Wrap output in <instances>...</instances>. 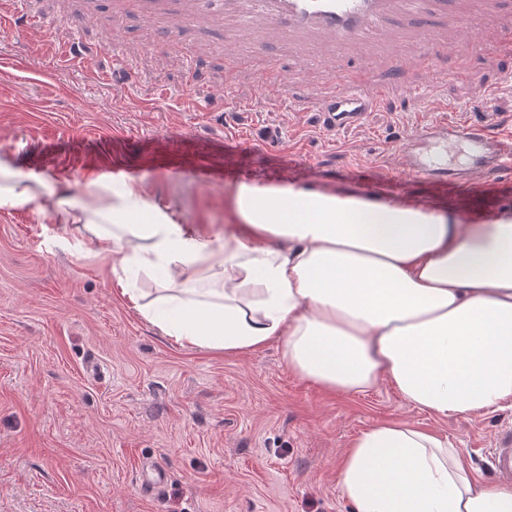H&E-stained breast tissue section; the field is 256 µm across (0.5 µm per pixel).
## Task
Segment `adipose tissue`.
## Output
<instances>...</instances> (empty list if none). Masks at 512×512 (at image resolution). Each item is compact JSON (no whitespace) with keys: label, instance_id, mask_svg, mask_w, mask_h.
<instances>
[{"label":"adipose tissue","instance_id":"ef3b65f1","mask_svg":"<svg viewBox=\"0 0 512 512\" xmlns=\"http://www.w3.org/2000/svg\"><path fill=\"white\" fill-rule=\"evenodd\" d=\"M34 202L84 223L123 270H164L153 293L125 294L182 347L274 342L328 392L384 380L439 419L512 404V218L460 224L445 207L250 182L230 193L236 229L216 244L141 185L76 201L0 158V209ZM337 482L354 512H512V485L480 484L460 449L402 422L355 437Z\"/></svg>","mask_w":512,"mask_h":512}]
</instances>
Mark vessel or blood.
Instances as JSON below:
<instances>
[{
  "instance_id": "1",
  "label": "vessel or blood",
  "mask_w": 512,
  "mask_h": 512,
  "mask_svg": "<svg viewBox=\"0 0 512 512\" xmlns=\"http://www.w3.org/2000/svg\"><path fill=\"white\" fill-rule=\"evenodd\" d=\"M124 11L139 13L151 21L180 25L185 15L181 0H120ZM453 0H193L195 20L237 12L242 23L261 17L286 21L293 34L308 37L323 34L332 37L336 59H343L349 46L371 40L387 26L394 15L419 16L429 12L447 13ZM0 18L22 19L32 29L42 28L45 18L34 0H0ZM381 94L371 87L368 67L337 68L336 83L321 99L323 121L341 127L359 121ZM465 144L468 165H448V147ZM408 165L414 174L447 185L461 176L489 170L512 168V149H505L488 124L464 119L454 123L430 122L415 126L402 144ZM491 463L499 478L512 480V427H502L491 450Z\"/></svg>"
}]
</instances>
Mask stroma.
<instances>
[{
  "label": "stroma",
  "mask_w": 512,
  "mask_h": 512,
  "mask_svg": "<svg viewBox=\"0 0 512 512\" xmlns=\"http://www.w3.org/2000/svg\"><path fill=\"white\" fill-rule=\"evenodd\" d=\"M495 22L462 36L455 18L396 17L341 64L330 40L298 47L284 24L240 26L228 13L167 29L121 12L116 0H40L51 22L33 31L0 25V156L83 197L99 180L140 184L178 223L204 234L230 230L227 203L241 182L296 183L339 194L455 205L467 224L512 208V172L441 189L413 174L401 144L411 128L455 122L493 99L492 131L512 142V53L483 49L512 26V0H488ZM76 15L77 29L54 24ZM432 31L444 50L419 68L414 46ZM97 56H63L73 32ZM121 57H114L113 45ZM325 57L303 68L300 50ZM276 62L228 71L226 54ZM385 92L358 123L324 125L317 107H289L287 87L336 80V68L374 62ZM215 171L198 179V164ZM38 204L0 210V512H352L337 468L365 429L401 420L460 448L477 480L498 481L489 458L512 407L441 420L399 398L387 382L331 394L297 376L276 344L241 354L181 347L142 318L121 291L154 282L121 272L116 256L77 251L88 239ZM166 473L149 493L143 468Z\"/></svg>",
  "instance_id": "obj_1"
}]
</instances>
